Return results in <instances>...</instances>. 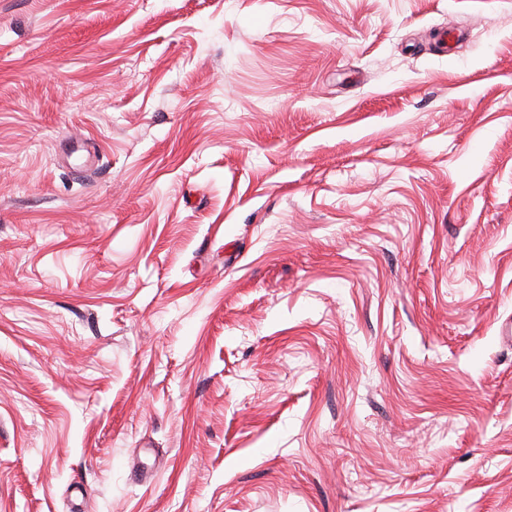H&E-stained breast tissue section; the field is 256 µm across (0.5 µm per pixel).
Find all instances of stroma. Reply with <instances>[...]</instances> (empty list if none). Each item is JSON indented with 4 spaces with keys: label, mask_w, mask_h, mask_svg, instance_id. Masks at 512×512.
Returning a JSON list of instances; mask_svg holds the SVG:
<instances>
[{
    "label": "stroma",
    "mask_w": 512,
    "mask_h": 512,
    "mask_svg": "<svg viewBox=\"0 0 512 512\" xmlns=\"http://www.w3.org/2000/svg\"><path fill=\"white\" fill-rule=\"evenodd\" d=\"M507 318L512 0H0V512H512Z\"/></svg>",
    "instance_id": "1"
}]
</instances>
